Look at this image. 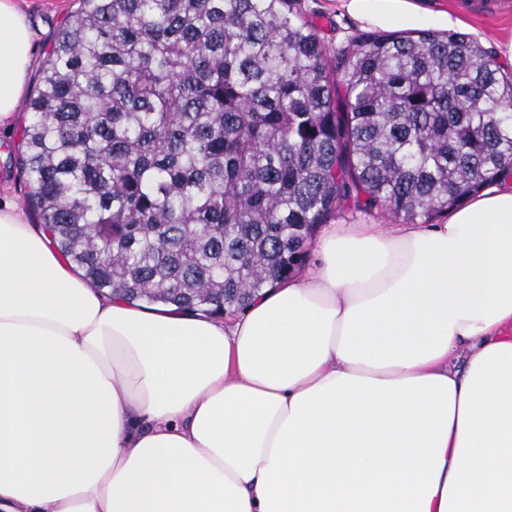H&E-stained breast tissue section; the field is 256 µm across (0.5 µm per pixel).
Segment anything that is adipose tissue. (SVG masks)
Segmentation results:
<instances>
[{"label": "adipose tissue", "mask_w": 512, "mask_h": 512, "mask_svg": "<svg viewBox=\"0 0 512 512\" xmlns=\"http://www.w3.org/2000/svg\"><path fill=\"white\" fill-rule=\"evenodd\" d=\"M33 43L0 0V125ZM312 246L244 313L186 315L101 294L1 200L0 512H512V185Z\"/></svg>", "instance_id": "ef3b65f1"}]
</instances>
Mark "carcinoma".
Wrapping results in <instances>:
<instances>
[{
    "instance_id": "cac0c4a2",
    "label": "carcinoma",
    "mask_w": 512,
    "mask_h": 512,
    "mask_svg": "<svg viewBox=\"0 0 512 512\" xmlns=\"http://www.w3.org/2000/svg\"><path fill=\"white\" fill-rule=\"evenodd\" d=\"M327 50L292 0H79L28 102L27 202L115 298L244 310L345 205L428 223L512 172V75L451 31Z\"/></svg>"
}]
</instances>
